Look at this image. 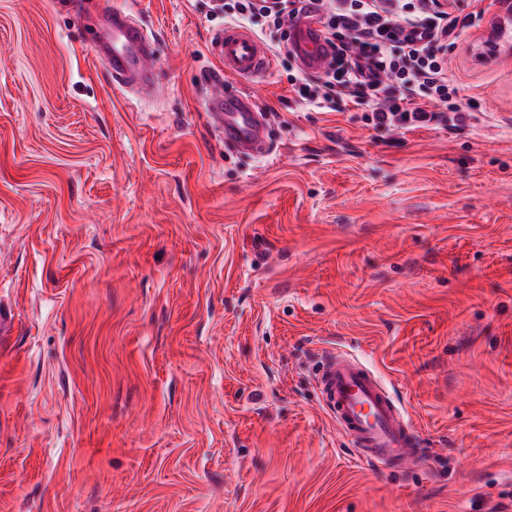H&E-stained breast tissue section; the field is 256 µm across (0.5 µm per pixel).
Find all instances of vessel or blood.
Here are the masks:
<instances>
[{
	"instance_id": "1",
	"label": "vessel or blood",
	"mask_w": 512,
	"mask_h": 512,
	"mask_svg": "<svg viewBox=\"0 0 512 512\" xmlns=\"http://www.w3.org/2000/svg\"><path fill=\"white\" fill-rule=\"evenodd\" d=\"M99 13L101 25L87 47L96 61L105 63L117 88H139L156 93L162 72L155 65L156 45L143 27L127 12L113 8L111 0H81L76 21ZM319 16L306 12L289 28L290 50L308 73L321 72L330 60L331 49L321 36ZM210 52L221 69L209 75L216 92L208 102L209 116L225 145L260 155L269 142L265 115L255 99L242 91L224 95L225 79H258L270 69L268 47L249 29L225 25L210 41ZM318 386L327 410L339 428L363 448L367 458L392 459L407 455L415 443L412 426L396 408L384 386L348 354L330 355L318 373Z\"/></svg>"
}]
</instances>
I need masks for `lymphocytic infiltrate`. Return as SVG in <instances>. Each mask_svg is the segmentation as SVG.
Masks as SVG:
<instances>
[{"mask_svg":"<svg viewBox=\"0 0 512 512\" xmlns=\"http://www.w3.org/2000/svg\"><path fill=\"white\" fill-rule=\"evenodd\" d=\"M306 0H223L224 20L253 32L285 31ZM332 50L328 68L289 82L304 103L332 110L343 98L363 108L366 125L410 131L444 125L457 131L467 114L457 101L444 50L458 19L441 0H313Z\"/></svg>","mask_w":512,"mask_h":512,"instance_id":"obj_1","label":"lymphocytic infiltrate"}]
</instances>
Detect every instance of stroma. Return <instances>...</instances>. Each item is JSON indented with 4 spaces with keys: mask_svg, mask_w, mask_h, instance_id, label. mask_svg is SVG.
<instances>
[{
    "mask_svg": "<svg viewBox=\"0 0 512 512\" xmlns=\"http://www.w3.org/2000/svg\"><path fill=\"white\" fill-rule=\"evenodd\" d=\"M449 45L464 129L206 104L212 0H112L168 86L117 89L56 0H0V512H512V24ZM356 355L423 445L359 455L317 374Z\"/></svg>",
    "mask_w": 512,
    "mask_h": 512,
    "instance_id": "obj_1",
    "label": "stroma"
}]
</instances>
